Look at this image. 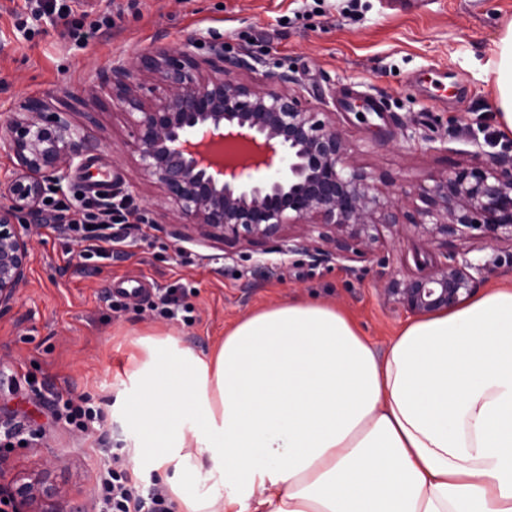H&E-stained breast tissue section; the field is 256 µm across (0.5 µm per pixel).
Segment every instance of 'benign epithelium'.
Returning a JSON list of instances; mask_svg holds the SVG:
<instances>
[{"instance_id":"obj_1","label":"benign epithelium","mask_w":512,"mask_h":512,"mask_svg":"<svg viewBox=\"0 0 512 512\" xmlns=\"http://www.w3.org/2000/svg\"><path fill=\"white\" fill-rule=\"evenodd\" d=\"M199 59L188 48H160L112 69V99L131 117L132 148L143 174L192 221L201 236L218 234L250 246L288 237L274 249L316 262L366 261L378 227L399 225L402 200L384 194L356 165L331 113L304 106L286 71H269L259 87L240 78L255 66L224 46ZM21 116L0 124V141L25 176L0 204V309L23 283L30 256L29 226L20 222L42 199L55 173L83 153V139L60 112L40 100L20 104ZM414 227L431 247L470 243L443 253L427 274L393 273L380 294L412 316L447 311L474 295L512 249V157L473 154L421 184ZM58 490L35 477L0 484L12 512H57Z\"/></svg>"}]
</instances>
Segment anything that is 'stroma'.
<instances>
[{"instance_id": "1", "label": "stroma", "mask_w": 512, "mask_h": 512, "mask_svg": "<svg viewBox=\"0 0 512 512\" xmlns=\"http://www.w3.org/2000/svg\"><path fill=\"white\" fill-rule=\"evenodd\" d=\"M58 2L70 20L88 26L108 13L112 26L78 44L56 18L33 22L30 0H0V121L28 98L52 112L69 104L84 151L57 172L50 197L76 200L108 177L143 224L107 259L81 257L72 232L33 224L26 282L0 312V426L21 428L11 442L0 441V456L9 480L48 471L61 490V512H94L107 449L132 456L143 489L162 482L152 458L125 447L136 429L113 409L131 386L140 338L170 334L203 355L242 317L301 295L346 310L386 350L408 315L386 305L380 288L392 273L417 272V253L436 259L410 224L416 188L470 160L485 134H493L495 151L512 148V137L498 132L487 74L512 0ZM191 38L200 56L220 43L227 54L256 57L250 79L258 85L283 64L303 105L335 113L354 163L403 201L400 226L380 230L376 251L385 264L343 268L298 254L265 261L220 237L172 236L183 218L139 169L128 146L130 117L102 83L113 67ZM371 99L379 113L359 112ZM136 281L146 282L147 299H123L122 289ZM170 288L182 289L189 318L149 309ZM114 300L124 309H111ZM59 393L100 408L94 429L83 433L58 417Z\"/></svg>"}]
</instances>
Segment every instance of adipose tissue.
Segmentation results:
<instances>
[{
  "label": "adipose tissue",
  "instance_id": "obj_1",
  "mask_svg": "<svg viewBox=\"0 0 512 512\" xmlns=\"http://www.w3.org/2000/svg\"><path fill=\"white\" fill-rule=\"evenodd\" d=\"M490 72L512 135V21ZM130 408L176 512H512V284L407 320L384 355L293 297L206 355L140 341Z\"/></svg>",
  "mask_w": 512,
  "mask_h": 512
}]
</instances>
